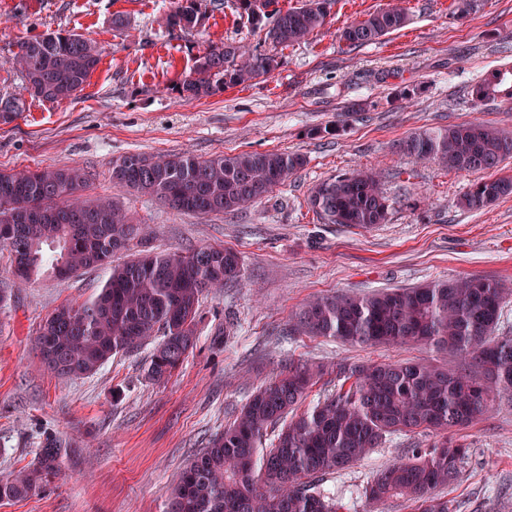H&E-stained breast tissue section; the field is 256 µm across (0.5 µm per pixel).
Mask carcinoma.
<instances>
[{
  "instance_id": "carcinoma-1",
  "label": "carcinoma",
  "mask_w": 512,
  "mask_h": 512,
  "mask_svg": "<svg viewBox=\"0 0 512 512\" xmlns=\"http://www.w3.org/2000/svg\"><path fill=\"white\" fill-rule=\"evenodd\" d=\"M204 0H175L166 14L169 29H190L204 14ZM272 10L265 22L270 51L226 43L212 46L180 82L188 101L213 96L278 68L285 49L325 25L332 0H306ZM407 14L391 6L356 20L339 39L353 49L402 28ZM100 61L81 35L50 32L19 43L13 65L22 90L0 93V121L25 111L23 93L46 101L68 99L83 89ZM478 102L512 99V68L496 70L472 90ZM400 148L420 160L455 171H490L512 158V136L474 121L425 130ZM304 164L287 152H241L201 159L189 152L155 158L129 153L113 162L112 179L183 211L231 212L267 196ZM85 174L78 169H0V247L10 254L9 276L0 279V310L8 307L10 283L47 273L67 279L108 265L98 292L56 307L40 324L36 347L45 368L61 379L94 374L112 357L160 336L145 369L151 381L172 374L193 349L204 291L221 288L241 272L238 253L224 247L183 252L141 249L142 227L119 205L87 203L79 195ZM512 194V177L479 181L466 192L465 207L481 210ZM309 203L327 224L367 229L385 222L387 198L376 175L355 171L312 189ZM138 253L120 264L112 257L131 247ZM506 294L495 282L457 278L368 295L338 294L310 302L291 331L350 345L417 343L459 356L450 370L409 361L339 363L336 393L296 413L324 368L288 363L263 385L181 472L166 512H342L319 482L379 447L387 437L416 430L447 432L465 427L493 406V382L512 394V336H497ZM71 444L46 439L31 465L0 481V499L28 496L61 469ZM469 448L445 439L389 463L364 487L377 508L402 495L417 512H451L435 490L460 475Z\"/></svg>"
}]
</instances>
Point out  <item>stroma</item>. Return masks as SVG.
I'll return each mask as SVG.
<instances>
[{"mask_svg": "<svg viewBox=\"0 0 512 512\" xmlns=\"http://www.w3.org/2000/svg\"><path fill=\"white\" fill-rule=\"evenodd\" d=\"M389 2L335 0L325 26L285 49L276 70L187 102L177 85L206 48L263 46L264 25L248 20L238 0H214L194 28L175 31L161 23L172 0H0V91L21 86L13 58L24 39L71 31L100 51L75 96L28 100L25 112L0 123V169L82 168L83 198L120 202L147 226L154 251L223 246L242 262L237 280L204 296L197 345L161 382L145 376L151 342L88 377L58 379L40 362L42 321L89 298L108 270L15 284L0 313V478L29 466L45 438L72 446L58 478L0 502V512H164L185 464L292 360L329 369L306 408L335 392L343 359L458 367L453 354L421 344L353 347L290 333L291 316L317 296L459 277L512 291V195L466 209L461 199L477 174L397 148L412 133L476 120L512 136V100L471 95L488 73L512 66V0H474L465 15L454 0H400L403 28L355 50L340 41L344 27ZM117 14L126 28H113ZM332 125L336 135H318ZM253 151L297 153L305 163L231 213L180 212L112 180L113 162L129 153L207 159ZM355 169L378 173L389 199L386 222L368 231L324 223L308 201L316 184ZM450 435L470 452L460 480L440 496L455 512H512V396L497 395L488 414ZM436 439L427 430L391 436L323 486L344 512H374L363 489L376 471Z\"/></svg>", "mask_w": 512, "mask_h": 512, "instance_id": "stroma-1", "label": "stroma"}]
</instances>
